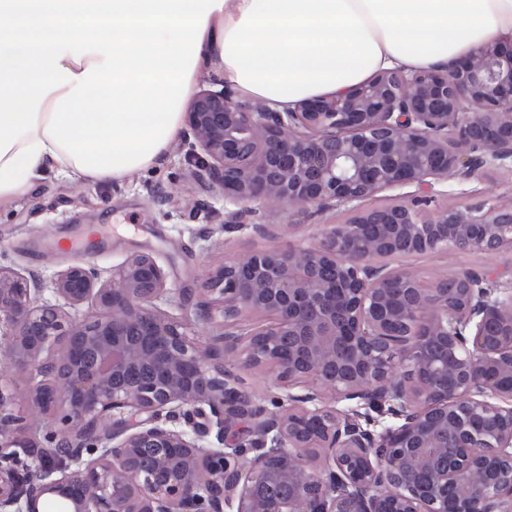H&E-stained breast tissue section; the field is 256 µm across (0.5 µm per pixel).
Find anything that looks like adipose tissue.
<instances>
[{"instance_id": "adipose-tissue-1", "label": "adipose tissue", "mask_w": 512, "mask_h": 512, "mask_svg": "<svg viewBox=\"0 0 512 512\" xmlns=\"http://www.w3.org/2000/svg\"><path fill=\"white\" fill-rule=\"evenodd\" d=\"M512 43V0H0V205L158 169L198 83L282 111Z\"/></svg>"}]
</instances>
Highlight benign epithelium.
<instances>
[{
  "mask_svg": "<svg viewBox=\"0 0 512 512\" xmlns=\"http://www.w3.org/2000/svg\"><path fill=\"white\" fill-rule=\"evenodd\" d=\"M184 160L265 236L251 204L344 208L306 247L224 262L202 284L224 366L158 302L166 274L133 254L102 279L74 261L52 282L80 321L0 266L5 356L32 405L59 420L67 454L24 477L9 464L25 429L0 380V512H512V276L464 271L458 288L378 260L449 249L512 251V202L428 213L435 186L512 172V46L444 69L382 71L345 94L284 112L224 81L184 112ZM400 191L399 202L374 206ZM259 343L240 345V324ZM266 368L272 408L243 387ZM495 425L480 433L469 418ZM216 431L218 446L204 444ZM92 458L85 460L83 454ZM288 483L286 499L262 489Z\"/></svg>",
  "mask_w": 512,
  "mask_h": 512,
  "instance_id": "obj_1",
  "label": "benign epithelium"
}]
</instances>
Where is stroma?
I'll return each mask as SVG.
<instances>
[{"label": "stroma", "instance_id": "obj_1", "mask_svg": "<svg viewBox=\"0 0 512 512\" xmlns=\"http://www.w3.org/2000/svg\"><path fill=\"white\" fill-rule=\"evenodd\" d=\"M483 198L512 201V173L498 170L459 183L440 185L436 205L463 206ZM262 223L273 232L261 237L251 230L225 232L208 223L206 213L223 211L222 192L200 186L190 174L181 142H174L164 164L153 172L135 174L123 182L78 181L49 173L38 180L20 201L0 207V264L41 279V302L61 305L51 290L58 272L72 261V254L47 250L45 241H68L87 225L99 226L88 247V263L110 277L133 253L153 256L167 275L168 311L181 316L191 337L207 341L210 325L198 320L199 288L207 271L224 259L250 252L306 245L318 239L326 225L342 224L343 210L314 214L294 222L289 206L258 203ZM387 264L416 273L426 284L466 270H502L512 267V252L450 251L432 255L396 256ZM15 412L29 424L31 445L19 452L18 465L35 467L39 450L54 447L62 428L18 397Z\"/></svg>", "mask_w": 512, "mask_h": 512}]
</instances>
